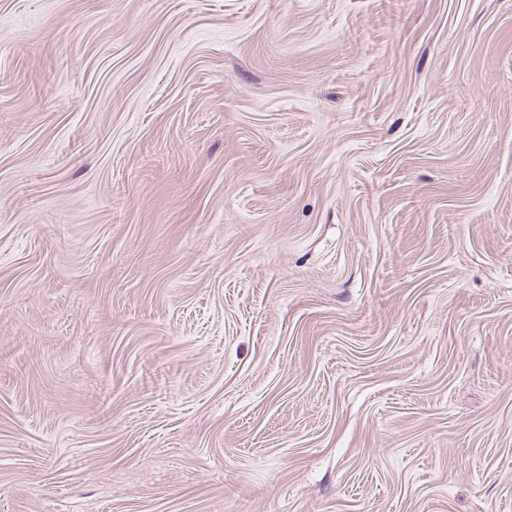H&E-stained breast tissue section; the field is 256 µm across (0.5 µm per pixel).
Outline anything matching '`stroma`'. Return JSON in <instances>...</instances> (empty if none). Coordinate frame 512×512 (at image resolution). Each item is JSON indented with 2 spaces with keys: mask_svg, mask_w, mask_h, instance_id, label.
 <instances>
[{
  "mask_svg": "<svg viewBox=\"0 0 512 512\" xmlns=\"http://www.w3.org/2000/svg\"><path fill=\"white\" fill-rule=\"evenodd\" d=\"M0 512H512V0H0Z\"/></svg>",
  "mask_w": 512,
  "mask_h": 512,
  "instance_id": "stroma-1",
  "label": "stroma"
}]
</instances>
